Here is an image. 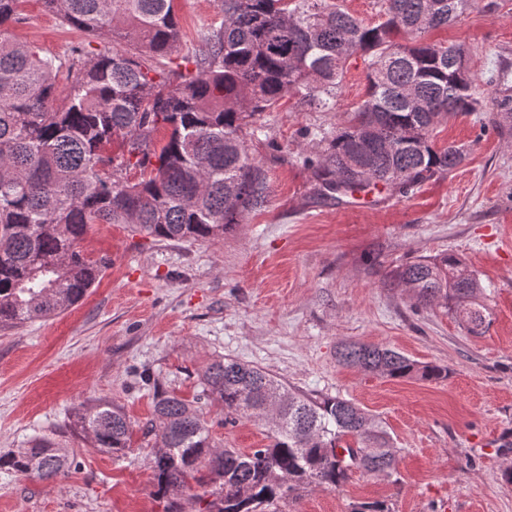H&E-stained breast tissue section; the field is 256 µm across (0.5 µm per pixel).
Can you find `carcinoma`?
<instances>
[{
    "mask_svg": "<svg viewBox=\"0 0 512 512\" xmlns=\"http://www.w3.org/2000/svg\"><path fill=\"white\" fill-rule=\"evenodd\" d=\"M174 2L44 0L73 29L129 44L118 53L89 41L64 62L13 39L6 25L17 19L20 0H0L1 328L51 318L87 294L104 267L78 250L90 224H130L162 240H214L263 208L268 183L248 153L250 120L292 92L311 110L330 111L355 54L366 64L365 98L304 159L317 195L339 203L379 185L406 194L463 162V150L437 147L433 131L459 112L480 111L482 101L456 59L461 46L421 34L448 26L474 0H382L374 26L334 0H218L221 24L175 84L171 55L182 31ZM390 278L415 305L455 313L472 336L490 323L475 302L480 279L455 254L419 257ZM339 358L392 379L448 378V368L392 348L345 343ZM201 385L192 402L154 391L147 434L158 448L156 495L169 500V512H178L202 463L208 477L197 499L205 512H258L311 487L337 489L355 470L396 473L382 421L346 398L312 399L260 367L222 357L203 370ZM274 403L269 444L249 453L215 445L202 412L216 404L226 415L259 419ZM73 417L90 447H130L122 407L97 400ZM70 466V449L45 436L0 455V470L38 481Z\"/></svg>",
    "mask_w": 512,
    "mask_h": 512,
    "instance_id": "1",
    "label": "carcinoma"
}]
</instances>
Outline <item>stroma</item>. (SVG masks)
<instances>
[{
  "mask_svg": "<svg viewBox=\"0 0 512 512\" xmlns=\"http://www.w3.org/2000/svg\"><path fill=\"white\" fill-rule=\"evenodd\" d=\"M17 40L67 56L81 40L42 0H24ZM183 31L175 57L202 53L221 22L216 0H176ZM425 41L468 48L484 93L504 73L512 89V0H475ZM361 55L347 62L331 112L291 93L256 118L248 152L268 176L266 207L216 240L169 241L125 224L90 225L80 250L106 266L85 297L56 317L0 329V452L45 435L73 451L66 476L25 480L0 470V512H166L154 494L153 390L185 399L199 374L226 357L259 366L312 398L342 396L381 419L399 456L391 478L353 472L338 489L316 487L266 512H353L383 501L392 512H512V127L488 113L449 118L437 146L464 149L449 176L400 194L383 188L334 204L317 199L303 165L321 132L348 120L366 93ZM452 252L479 277L488 308L469 335L440 306L414 307L393 269ZM396 349L447 367L440 381L390 379L342 365V343ZM106 399L133 425L122 453L90 447L69 425L80 405ZM204 416L216 444L264 447L267 426Z\"/></svg>",
  "mask_w": 512,
  "mask_h": 512,
  "instance_id": "1",
  "label": "stroma"
}]
</instances>
